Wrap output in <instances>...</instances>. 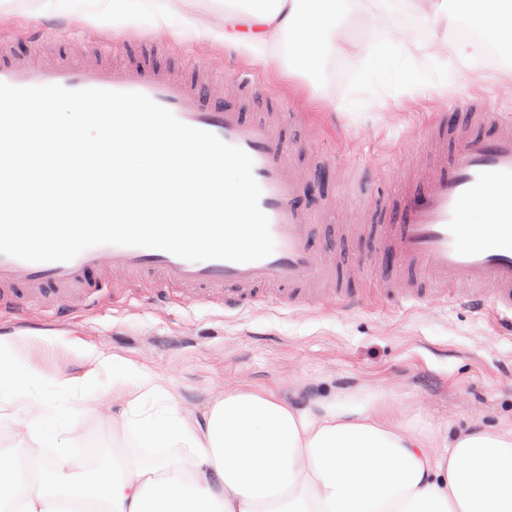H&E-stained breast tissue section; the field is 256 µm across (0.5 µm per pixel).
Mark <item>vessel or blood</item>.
<instances>
[{
  "instance_id": "b4317fda",
  "label": "vessel or blood",
  "mask_w": 512,
  "mask_h": 512,
  "mask_svg": "<svg viewBox=\"0 0 512 512\" xmlns=\"http://www.w3.org/2000/svg\"><path fill=\"white\" fill-rule=\"evenodd\" d=\"M0 82L139 92L181 122L243 149L253 160L260 207L275 240L269 257L247 263L194 262L163 250L109 244L68 262L0 255L1 311L23 306L57 311L76 298L94 301L118 273L127 287L150 280L148 298L158 305L169 303L175 289L182 302L230 309L260 303L364 304V291L328 285L337 262L352 271L357 262L338 253L335 234L315 245L314 211L303 200V176L282 118L224 107L208 83L166 68L120 66L84 53L47 63L0 50ZM423 147L426 160L407 188L367 180L349 188L357 205L377 211L374 225L362 228L374 245L375 275L385 283L399 282L397 300H451L497 312L512 328V111L497 112L487 99H469L459 114L429 128ZM478 210L486 216L479 234L472 222Z\"/></svg>"
}]
</instances>
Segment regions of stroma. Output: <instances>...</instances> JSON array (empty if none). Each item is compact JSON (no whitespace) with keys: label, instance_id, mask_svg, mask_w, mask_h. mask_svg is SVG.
Instances as JSON below:
<instances>
[{"label":"stroma","instance_id":"1","mask_svg":"<svg viewBox=\"0 0 512 512\" xmlns=\"http://www.w3.org/2000/svg\"><path fill=\"white\" fill-rule=\"evenodd\" d=\"M175 7L186 25L160 45L145 39L134 45L124 32L113 33L116 61L157 67L198 61L227 76L251 72L261 90L254 108L276 105L301 130L302 158L313 164L304 193L329 199L326 224L361 222L346 191L352 179L392 168L414 171L417 145L449 105L482 96L512 106V78L504 74L512 63L489 46L462 89L363 85L351 63L339 60L328 68L324 96L297 74L227 51L220 0H177ZM111 24L106 0H83L77 10L68 0H0V40L16 52H28L40 38L64 54L72 41L94 42L98 28ZM351 100L360 111H342ZM354 250L363 271L354 285L368 291L367 303L356 309L158 308L139 296L116 303L106 292L95 303L76 300L57 312L0 314V337L23 339L28 363L54 379H82L93 368L88 350L125 358L170 380L183 408L196 414L229 388L262 390L298 408L375 393L386 419L422 433L512 432V331L491 311L478 314L445 300L395 302L370 275L371 241ZM124 408L114 397L97 416L81 419L75 451L111 447L112 419Z\"/></svg>","mask_w":512,"mask_h":512}]
</instances>
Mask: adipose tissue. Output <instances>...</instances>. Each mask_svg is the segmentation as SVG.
<instances>
[{
  "instance_id": "adipose-tissue-1",
  "label": "adipose tissue",
  "mask_w": 512,
  "mask_h": 512,
  "mask_svg": "<svg viewBox=\"0 0 512 512\" xmlns=\"http://www.w3.org/2000/svg\"><path fill=\"white\" fill-rule=\"evenodd\" d=\"M381 0H224V46L253 62L315 78L351 60L364 82L471 79L485 45L512 58V0H398V35L354 41L346 20ZM112 23L183 22L171 0H108ZM483 20L480 40L452 31ZM0 337V427L24 428L51 460L0 463V512H512V434L474 429L440 443L384 422L367 394L317 408L259 390L227 389L200 415L183 413L175 386L120 357L99 356L83 380L54 381L23 366ZM112 375L111 388L98 383ZM126 401L113 431L126 452L95 449L93 469L72 457L78 416Z\"/></svg>"
}]
</instances>
